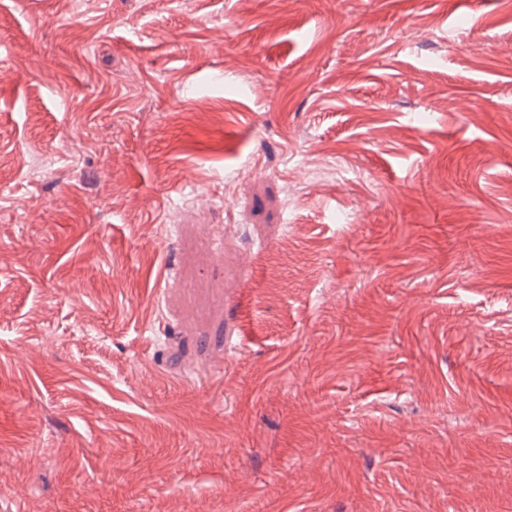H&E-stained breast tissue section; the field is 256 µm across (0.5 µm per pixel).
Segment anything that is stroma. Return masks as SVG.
Masks as SVG:
<instances>
[{
	"label": "stroma",
	"instance_id": "stroma-1",
	"mask_svg": "<svg viewBox=\"0 0 512 512\" xmlns=\"http://www.w3.org/2000/svg\"><path fill=\"white\" fill-rule=\"evenodd\" d=\"M0 512H512V0H0Z\"/></svg>",
	"mask_w": 512,
	"mask_h": 512
}]
</instances>
